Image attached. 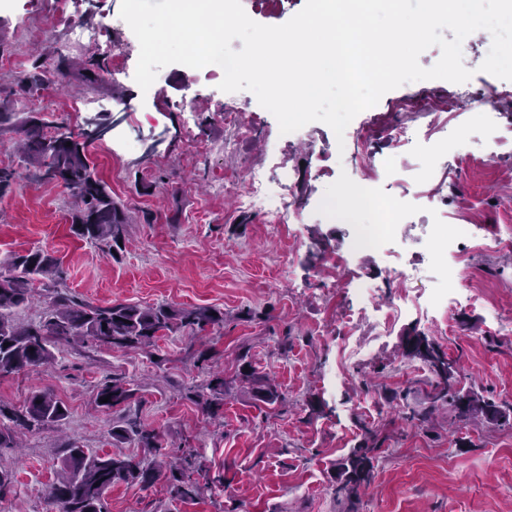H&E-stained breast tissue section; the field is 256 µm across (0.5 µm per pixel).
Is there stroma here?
I'll return each instance as SVG.
<instances>
[{
    "instance_id": "35a3bbf8",
    "label": "stroma",
    "mask_w": 512,
    "mask_h": 512,
    "mask_svg": "<svg viewBox=\"0 0 512 512\" xmlns=\"http://www.w3.org/2000/svg\"><path fill=\"white\" fill-rule=\"evenodd\" d=\"M97 20L91 0L71 21L58 16L52 0H13L0 9V41L8 47L0 55V95L18 93L35 50L50 69L59 56L89 52L111 63L108 52L72 39L74 25ZM487 36L481 29L462 43L463 64L473 72L466 87L473 94L490 87L500 92L505 127L512 123V81L480 71ZM116 39L129 74L92 89L69 72L41 96L27 97L26 109L38 113L50 136L61 128L79 133L91 117L115 119L105 138L89 145L88 159L133 217L125 249L112 259L76 237L71 191L33 181L13 134L4 133L0 165L15 169L19 179L0 199V263L40 248L60 259L62 286L79 299L217 308L229 319L192 339L159 337L147 351L64 345L54 363L0 379V400L17 405L28 391L48 389L70 409L63 430L32 431L21 447L0 451V468L14 474L10 492L0 496V512H54L47 491L63 466L64 444L144 456L136 444L113 442V413L95 401L98 383L112 375L137 388L140 420L159 434L164 451L194 449L201 478L211 486L203 497L182 501L170 495L163 477L146 489L118 483L105 494L107 512H342L333 496V465L357 443L360 420L387 441L358 512H512V427L461 425L450 409L421 425L401 418L403 404L423 398L421 376L403 352V339L414 330L457 358L463 389L512 403V335L494 328L496 319L512 317V251L473 258L471 283L483 298L475 305L463 298L449 302L444 333L413 308L380 334L374 312L362 311L347 289L354 281L389 297L396 286L386 276L399 266L420 268L411 282L418 296L438 287L450 257L433 245L424 224L431 198L444 201L450 231L469 219L489 231L502 223L512 206V151L489 155L484 114L457 98L456 84L423 80L384 94L351 121L343 139L321 122L284 135L253 93L221 91L180 64L159 71V96L142 93L132 74L139 43L128 28ZM421 89L447 97L446 129L465 134L460 151L448 154L447 165L458 174L449 181L438 171L425 182L410 177L389 185L388 194L407 196V214L392 225L385 251L348 255L353 225L372 226L374 215L345 212L339 193L361 180L338 145L352 143L370 122H402L392 110L395 101ZM182 101L193 102L194 110H180ZM412 126L414 147L375 141V161L392 154L409 175L416 171L438 139L430 116H414ZM284 167L303 210L277 233L266 214L238 208L235 197L252 169L273 175ZM329 254L347 255L346 269L328 273L323 258ZM244 308L254 319H237ZM348 309L360 313L357 335L368 356L345 365L338 320ZM287 334L293 341L284 352L279 340ZM243 351L278 385L285 405L231 395L218 418H206L189 389L202 385L210 368L233 375Z\"/></svg>"
}]
</instances>
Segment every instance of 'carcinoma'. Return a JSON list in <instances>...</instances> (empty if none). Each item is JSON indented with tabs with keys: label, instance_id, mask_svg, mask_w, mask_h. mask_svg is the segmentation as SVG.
Segmentation results:
<instances>
[{
	"label": "carcinoma",
	"instance_id": "carcinoma-1",
	"mask_svg": "<svg viewBox=\"0 0 512 512\" xmlns=\"http://www.w3.org/2000/svg\"><path fill=\"white\" fill-rule=\"evenodd\" d=\"M101 63L93 57L82 61L83 82L95 87L101 81ZM47 69L35 60L20 80L27 94L45 89ZM0 133L19 136L24 160L35 177L53 182L60 177L75 197L71 211V232L93 246L119 251L125 240L131 216L120 202L112 198L106 185L96 178L87 156L88 144L68 132L56 134L55 148L46 144L43 123L32 112H15L10 103L0 102ZM71 146H66V143ZM15 170L0 167V197L14 191ZM61 261L43 249L15 254L0 265V378L34 371L56 359L55 350L64 344L92 343L118 348H147L168 334L197 335L209 327L224 326V312L198 307H177L169 303L141 306L131 303L96 305L72 296L59 287ZM47 291V308L37 321L17 319L18 310L34 299L35 285ZM407 356L425 364L433 375L426 404L410 409L404 419L428 421L439 410L451 406L458 422L466 425L481 418L505 425L512 421V408L498 403L492 396L474 390L456 388L454 362L438 356L440 348L423 355L414 346H406ZM248 352L238 356V370L226 378L214 373L205 387L194 393V400L209 418L219 415L224 397L236 385L247 386L253 400L273 405L282 401L276 385L265 375L251 369ZM110 397L108 402L101 399ZM96 403L113 410L118 419L112 423V438L132 440L137 447L153 452L158 448L155 431L146 428L137 417L140 399L128 382L114 376L97 387ZM69 415L68 406L50 390L30 393L19 407L0 400V448L17 447L16 436L22 431L58 429ZM383 443L379 434L367 430L357 445L336 462V500L346 512H355L361 490L375 477L378 451ZM192 454L181 451L163 470L162 461L136 460L119 453L98 454L69 443L64 448L63 471L48 494L56 512H106L104 495L115 483L152 486L160 477L167 479L170 493L176 498L194 500L209 484L192 479Z\"/></svg>",
	"mask_w": 512,
	"mask_h": 512
}]
</instances>
